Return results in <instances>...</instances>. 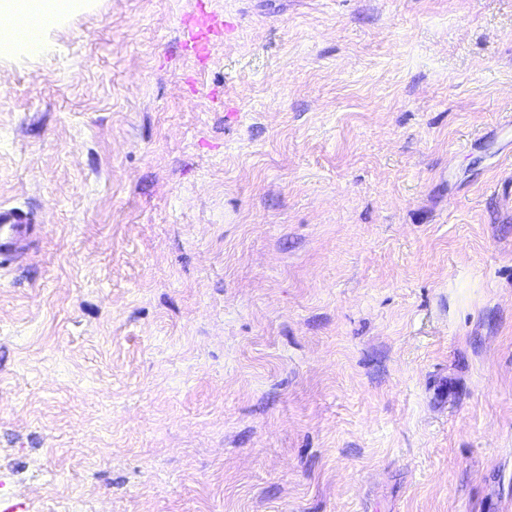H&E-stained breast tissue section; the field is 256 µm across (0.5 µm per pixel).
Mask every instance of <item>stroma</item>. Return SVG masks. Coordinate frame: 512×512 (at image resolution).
Listing matches in <instances>:
<instances>
[{"label":"stroma","instance_id":"obj_1","mask_svg":"<svg viewBox=\"0 0 512 512\" xmlns=\"http://www.w3.org/2000/svg\"><path fill=\"white\" fill-rule=\"evenodd\" d=\"M195 2L0 51V512H512V0ZM218 24L217 15L199 2L182 23L183 43L187 51L196 58H204L211 53L210 34ZM35 231L28 214L17 209H0V258L17 260Z\"/></svg>","mask_w":512,"mask_h":512}]
</instances>
